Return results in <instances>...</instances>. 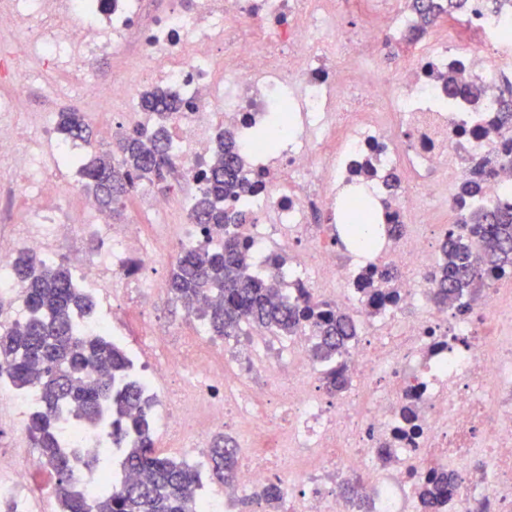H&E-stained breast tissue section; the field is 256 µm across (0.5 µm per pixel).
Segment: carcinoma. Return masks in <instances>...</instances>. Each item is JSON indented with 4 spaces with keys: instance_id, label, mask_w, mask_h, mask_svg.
Here are the masks:
<instances>
[{
    "instance_id": "obj_1",
    "label": "carcinoma",
    "mask_w": 512,
    "mask_h": 512,
    "mask_svg": "<svg viewBox=\"0 0 512 512\" xmlns=\"http://www.w3.org/2000/svg\"><path fill=\"white\" fill-rule=\"evenodd\" d=\"M448 7L437 0H413V7L425 23L442 15H454V0ZM144 112L169 115L179 111V100L171 91L155 87L140 96ZM57 126L67 137L90 142V130L78 112L57 113ZM217 161L199 173L202 181L191 218L203 228L241 224L242 210L230 212L224 201L246 190L239 178L240 160L232 141L216 139ZM171 155L165 130L150 134L135 129L116 143L110 154L96 155L83 165L82 175L94 196L105 208L117 197L130 192L134 181L166 182ZM347 229L360 235L366 216L357 206L346 211ZM479 251L483 268L472 261ZM432 272L442 301L453 295L479 296L484 287L482 270L512 273V210H481L460 232L449 233ZM247 244L237 236L224 240V247L212 249L206 243L179 253L171 271L169 291L184 306H192L206 291H217L223 304L205 314L215 336H237L246 322L275 336H296L307 331L316 336L317 358L327 364L357 336V323L346 312L327 304L302 305L279 301L261 278L247 274ZM14 277L24 286L27 319L16 331L0 334V374L20 391L37 388L41 407L27 423L31 446L40 463L55 477L54 495L60 512H197L193 500L196 473L185 460L162 456L155 451L153 418L138 382L130 376L125 349L105 336L82 335L76 321L94 312L91 296L74 286L71 270L63 265L47 266L28 253L18 254L12 263ZM324 383L332 392H342L349 379L330 369ZM70 408L90 424L108 414L110 432L123 446L119 466L123 472H137L135 482L121 481L110 491L90 497L76 488V472L107 462L105 457L83 460L63 453L59 445L58 417ZM237 449L224 446L218 437L208 451L211 471L220 479L234 472Z\"/></svg>"
}]
</instances>
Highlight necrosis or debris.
Wrapping results in <instances>:
<instances>
[{"label":"necrosis or debris","mask_w":512,"mask_h":512,"mask_svg":"<svg viewBox=\"0 0 512 512\" xmlns=\"http://www.w3.org/2000/svg\"><path fill=\"white\" fill-rule=\"evenodd\" d=\"M398 2L172 0L149 19L145 0H0V32L33 23L0 46V79L15 88L0 95V214L18 200L27 211L26 223L0 236V296L13 307L0 333L27 316L12 256L49 263L62 237L95 233L103 248L78 256L73 278L106 307L80 328L126 345L164 447L198 464L213 434H244L223 491L197 484L200 512H237L244 494L271 484L281 512H512V277L486 273L461 314L433 301L428 275L448 235L433 210L512 207V128L500 112L512 95V0H465L461 14L431 27ZM388 45L406 52L389 75L378 68ZM126 53L143 81L178 94L166 127L188 185L200 188L218 133L233 136L243 177L259 187L233 207L255 223H179L193 196L141 181L134 193L152 223H113L86 195L74 223L72 182L49 172L78 146L54 136L48 112L31 113L41 132L31 143L18 97L61 73L63 92L125 101L137 126L151 129L156 116L138 111L136 86L92 69L100 56ZM450 75L479 84L480 98L449 96ZM275 113L280 141L258 147L252 135ZM470 181L479 193L460 197ZM357 184L385 237L362 264L336 221ZM233 235L281 299L322 302L360 323L334 364L351 380L347 394L324 389L308 337L284 342L255 329L217 343L201 319L184 330L143 313L144 297L167 290L147 266L170 248L220 247ZM385 269L395 272L387 285ZM39 404L36 389L0 379L11 440L0 450V499L14 512H49L51 482L25 437ZM59 424L65 452L112 445L107 420L88 426L66 410ZM444 477L451 494L425 505L424 488Z\"/></svg>","instance_id":"obj_1"}]
</instances>
